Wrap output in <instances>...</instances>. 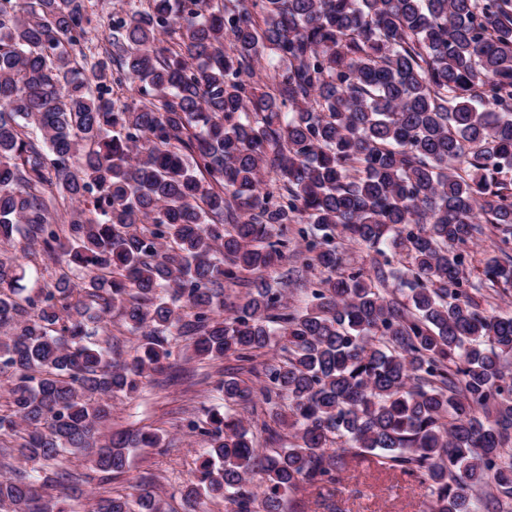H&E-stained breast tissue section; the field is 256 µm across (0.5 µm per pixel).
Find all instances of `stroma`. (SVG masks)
Masks as SVG:
<instances>
[{"instance_id":"obj_1","label":"stroma","mask_w":512,"mask_h":512,"mask_svg":"<svg viewBox=\"0 0 512 512\" xmlns=\"http://www.w3.org/2000/svg\"><path fill=\"white\" fill-rule=\"evenodd\" d=\"M131 5L132 0H87L91 22L84 35L85 47L99 53L109 51L105 25L112 14L128 13ZM288 240V256L270 276L285 281L284 298L297 307L303 305L306 289L319 273L305 266V243L296 231H289ZM171 351L160 370L145 379L139 394L113 399L108 423L113 430L142 425L160 428L164 447L136 451L129 471L106 484L101 483L88 459L70 460L69 468L81 475L78 487L84 493L77 502V512H88L87 492L133 496L144 487L162 497L166 512H185L183 494L203 449L188 425L204 419L208 409L223 407L224 397L216 385L237 363L231 357L217 361L192 357L188 341L179 336L173 337ZM335 489L341 512H427L431 500L427 485L380 467L371 454L345 473Z\"/></svg>"}]
</instances>
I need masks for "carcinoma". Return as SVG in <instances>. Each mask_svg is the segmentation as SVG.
<instances>
[{
	"label": "carcinoma",
	"mask_w": 512,
	"mask_h": 512,
	"mask_svg": "<svg viewBox=\"0 0 512 512\" xmlns=\"http://www.w3.org/2000/svg\"><path fill=\"white\" fill-rule=\"evenodd\" d=\"M84 0H0V454L51 465L92 454L104 476L158 429L99 433L187 336L204 359L251 363L226 401H288L292 432L256 448L250 423L218 409L187 512H282L303 485L336 484L377 454L428 485L429 512L512 503V313L484 290L512 287V0H148L108 22L112 53L84 51ZM118 62L140 99L112 95ZM266 63L268 83L254 81ZM278 186L266 189L264 175ZM77 203L56 220L53 194ZM302 224L320 271L305 306L266 273ZM490 224L478 283L469 244ZM382 256L346 272L336 238ZM39 249L52 282L21 285ZM248 272L224 313V286ZM118 318L139 337L110 356ZM18 471L0 512H75ZM96 512H163L150 491Z\"/></svg>",
	"instance_id": "1"
}]
</instances>
